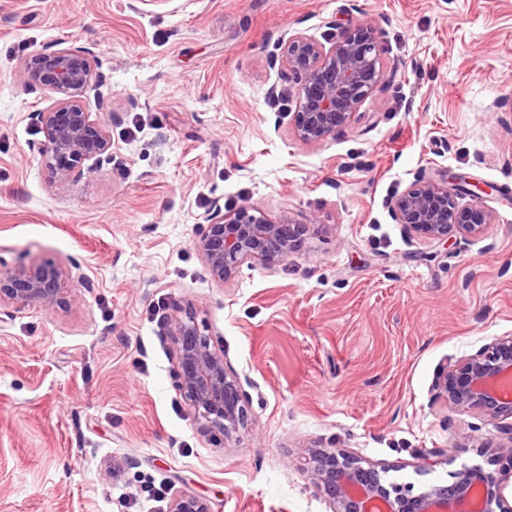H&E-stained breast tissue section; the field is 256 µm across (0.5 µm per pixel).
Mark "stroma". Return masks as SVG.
<instances>
[{
  "instance_id": "1",
  "label": "stroma",
  "mask_w": 512,
  "mask_h": 512,
  "mask_svg": "<svg viewBox=\"0 0 512 512\" xmlns=\"http://www.w3.org/2000/svg\"><path fill=\"white\" fill-rule=\"evenodd\" d=\"M359 24L384 82L299 141L289 39ZM78 47L111 147L60 189L30 118L52 95L20 67ZM441 169L492 185L456 198L491 212L480 234L394 222L392 199ZM243 207L307 234L216 282L194 242ZM45 261L67 273L61 304L0 302V512H148L153 481L211 512H332L302 466L315 450L418 492L498 470L502 420L434 383L512 336V0H0V264ZM187 311L245 390L231 437L179 388L167 319Z\"/></svg>"
}]
</instances>
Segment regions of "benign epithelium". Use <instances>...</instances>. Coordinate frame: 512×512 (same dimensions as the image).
Returning a JSON list of instances; mask_svg holds the SVG:
<instances>
[{
  "label": "benign epithelium",
  "mask_w": 512,
  "mask_h": 512,
  "mask_svg": "<svg viewBox=\"0 0 512 512\" xmlns=\"http://www.w3.org/2000/svg\"><path fill=\"white\" fill-rule=\"evenodd\" d=\"M284 62L303 75L294 91V135L319 143L347 126L360 103L383 79L371 26L342 35L328 49L303 36L287 45ZM29 83L53 94L52 104L31 113L44 130L46 167L51 183L65 188L84 175V162L108 150L106 123L88 108V93L104 100L105 81L96 72L93 56L83 48L37 52L21 63ZM477 199L489 187L467 181L446 170L437 178L420 180L391 201L394 221L410 234L434 241L448 232L479 233L492 213L476 205L458 208L456 194ZM306 229L304 224L275 223L262 214L242 209L231 215L216 212L205 232L194 241L212 277L224 282L246 262L273 266L285 261ZM64 271L51 263L19 268L0 266V301L36 302L47 310L61 303ZM180 384L189 405L207 429L230 436L247 427L248 413L240 379L211 348L193 313L170 323ZM436 389L451 409L478 410L496 419L512 417V336L495 339L482 350L450 364L437 378ZM498 458L506 467L494 473L480 465L466 466L448 485L413 493L409 483H384L376 467H363L345 453L320 451L304 463L318 488L329 498L333 512H512L505 489L512 480V423L503 429ZM170 512H211L202 499L176 497Z\"/></svg>",
  "instance_id": "benign-epithelium-1"
}]
</instances>
